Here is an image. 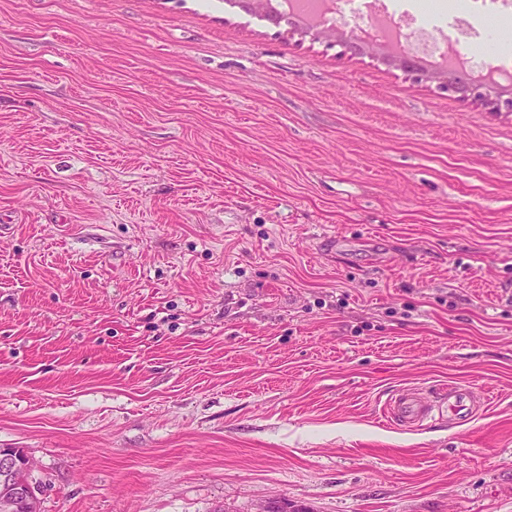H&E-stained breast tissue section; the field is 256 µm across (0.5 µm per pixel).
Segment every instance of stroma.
<instances>
[{
  "label": "stroma",
  "mask_w": 512,
  "mask_h": 512,
  "mask_svg": "<svg viewBox=\"0 0 512 512\" xmlns=\"http://www.w3.org/2000/svg\"><path fill=\"white\" fill-rule=\"evenodd\" d=\"M237 0H0V448L40 512H512V112ZM469 388L401 428L391 395Z\"/></svg>",
  "instance_id": "35a3bbf8"
}]
</instances>
